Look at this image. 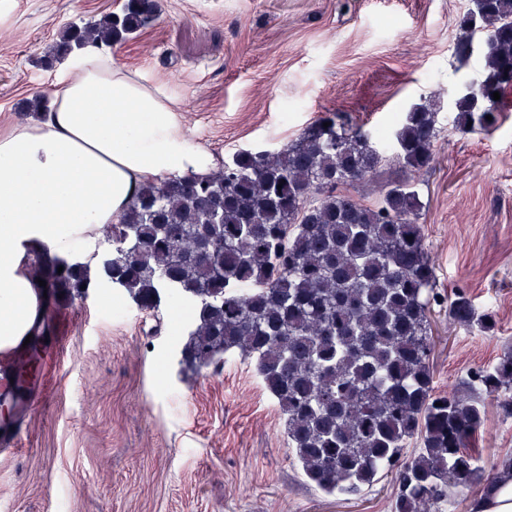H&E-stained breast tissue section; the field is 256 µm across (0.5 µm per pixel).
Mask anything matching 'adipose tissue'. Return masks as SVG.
I'll list each match as a JSON object with an SVG mask.
<instances>
[{
	"mask_svg": "<svg viewBox=\"0 0 512 512\" xmlns=\"http://www.w3.org/2000/svg\"><path fill=\"white\" fill-rule=\"evenodd\" d=\"M182 110L90 44L57 73L40 120L0 133V347L30 333L33 252L90 262L97 228L119 219L144 179L216 168Z\"/></svg>",
	"mask_w": 512,
	"mask_h": 512,
	"instance_id": "1",
	"label": "adipose tissue"
}]
</instances>
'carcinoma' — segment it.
I'll use <instances>...</instances> for the list:
<instances>
[{
  "instance_id": "cac0c4a2",
  "label": "carcinoma",
  "mask_w": 512,
  "mask_h": 512,
  "mask_svg": "<svg viewBox=\"0 0 512 512\" xmlns=\"http://www.w3.org/2000/svg\"><path fill=\"white\" fill-rule=\"evenodd\" d=\"M159 15L158 0H126L118 12L70 25L57 54L110 47ZM459 27L460 54L483 38L482 67L469 81L475 94L455 99L448 124L489 132L512 92V0H472ZM439 135L430 103L412 105L392 137L326 113L277 151L241 149L205 176L144 180L106 228L94 264L37 253L31 276L46 281L49 300L62 290L83 297L110 278L152 311L168 284L194 311L181 363L201 369L232 351L254 360L316 488L352 496L390 475L393 512H443L448 496L493 481L475 442L483 398L512 406V353L471 371L468 395L436 392L429 356L440 295L418 224L423 198L408 180L370 205L348 193L388 156L425 174ZM448 314L480 331L494 326L463 291L448 300Z\"/></svg>"
}]
</instances>
